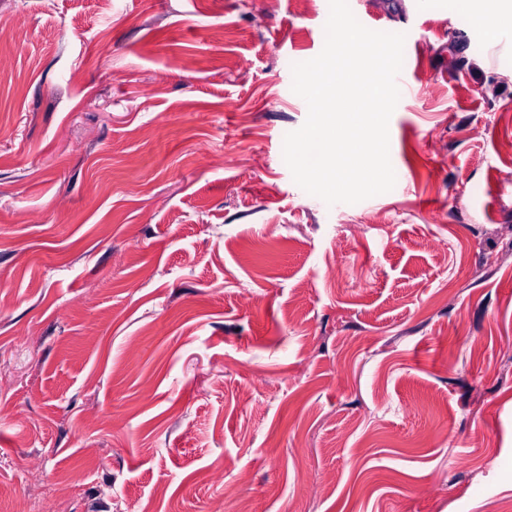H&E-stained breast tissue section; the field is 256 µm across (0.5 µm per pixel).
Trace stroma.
Instances as JSON below:
<instances>
[{"label": "stroma", "instance_id": "1", "mask_svg": "<svg viewBox=\"0 0 512 512\" xmlns=\"http://www.w3.org/2000/svg\"><path fill=\"white\" fill-rule=\"evenodd\" d=\"M349 5L414 94L330 206L283 160L328 0H0V512L512 502V30Z\"/></svg>", "mask_w": 512, "mask_h": 512}]
</instances>
